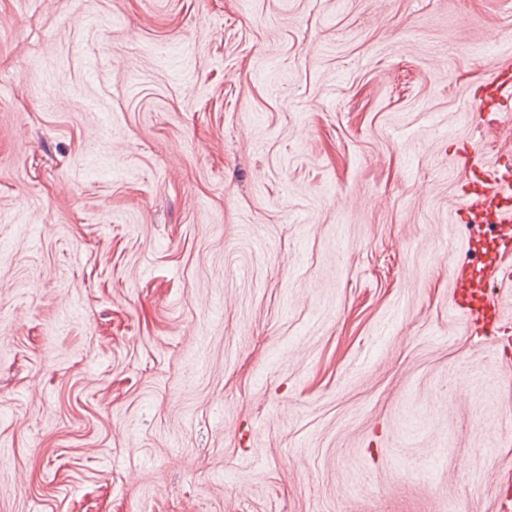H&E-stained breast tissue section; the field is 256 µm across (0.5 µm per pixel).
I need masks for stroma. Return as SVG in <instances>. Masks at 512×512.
Segmentation results:
<instances>
[{"mask_svg": "<svg viewBox=\"0 0 512 512\" xmlns=\"http://www.w3.org/2000/svg\"><path fill=\"white\" fill-rule=\"evenodd\" d=\"M505 66L512 0H0V512H503ZM512 99V73L504 70L489 78L482 86L479 103L475 107L478 124L486 128L494 125L504 101ZM460 153L463 155L459 167L464 191L462 200L470 215L469 222L473 223L465 251L471 255L486 244L494 258L480 271H475L469 261L454 263L451 270L455 283L453 310L468 324H483L487 334L497 336L500 328L489 321L491 316L495 319V308L488 298L487 276L500 259H509L512 254V158L510 154L503 156L496 167L486 170L476 152L464 147ZM487 222L499 228L490 242L484 241L477 231Z\"/></svg>", "mask_w": 512, "mask_h": 512, "instance_id": "obj_1", "label": "stroma"}]
</instances>
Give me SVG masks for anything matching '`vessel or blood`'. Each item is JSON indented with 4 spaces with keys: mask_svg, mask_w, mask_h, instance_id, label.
<instances>
[{
    "mask_svg": "<svg viewBox=\"0 0 512 512\" xmlns=\"http://www.w3.org/2000/svg\"><path fill=\"white\" fill-rule=\"evenodd\" d=\"M512 99V72L504 70L489 78L482 86L475 108L479 125L491 127L497 121L505 101ZM463 182L462 200L470 216L472 231L468 237L469 253L489 246L494 255L483 270H474L471 263H454L451 274L455 283L453 310L470 324H488L495 308L489 300L487 276L499 259L512 256V157L504 156L493 169H485L481 157L464 152L460 161ZM491 222L499 232L484 240L480 228Z\"/></svg>",
    "mask_w": 512,
    "mask_h": 512,
    "instance_id": "1",
    "label": "vessel or blood"
}]
</instances>
